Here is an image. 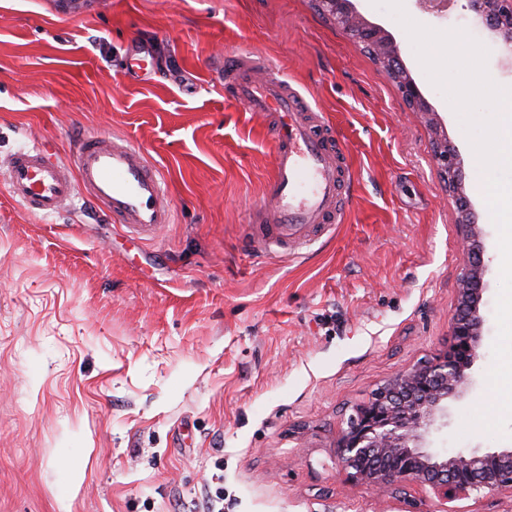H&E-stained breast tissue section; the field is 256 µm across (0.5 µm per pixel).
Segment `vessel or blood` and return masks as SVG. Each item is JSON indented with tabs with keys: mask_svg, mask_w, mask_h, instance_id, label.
<instances>
[{
	"mask_svg": "<svg viewBox=\"0 0 512 512\" xmlns=\"http://www.w3.org/2000/svg\"><path fill=\"white\" fill-rule=\"evenodd\" d=\"M218 76L231 98L270 120L274 171L260 206L261 246L285 248L342 223L350 171L300 92L268 66L241 59L225 60ZM6 178L12 199L44 217L81 195L144 240L174 221L160 170L124 137L85 135L67 163L50 160L39 146L19 147L7 161Z\"/></svg>",
	"mask_w": 512,
	"mask_h": 512,
	"instance_id": "1",
	"label": "vessel or blood"
}]
</instances>
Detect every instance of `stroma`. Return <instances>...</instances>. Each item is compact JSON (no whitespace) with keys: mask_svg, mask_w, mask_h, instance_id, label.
Instances as JSON below:
<instances>
[{"mask_svg":"<svg viewBox=\"0 0 512 512\" xmlns=\"http://www.w3.org/2000/svg\"><path fill=\"white\" fill-rule=\"evenodd\" d=\"M0 0V512H199L224 475V512H407L429 493L350 481L347 416L378 385L448 349L461 252L457 206L426 126L313 0ZM398 42L448 134L484 244L486 326L475 384L429 444L512 448L466 413L491 404L498 230L485 174L397 20L353 0ZM416 22L465 30L494 82L512 58L459 0ZM144 38L154 74L127 68ZM262 58L332 132L349 209L297 254L264 256L256 214L272 175L268 122L228 98L219 55ZM120 135L161 170L175 213L140 240L100 210L54 218L9 193L5 161L37 142L67 160L85 134Z\"/></svg>","mask_w":512,"mask_h":512,"instance_id":"stroma-1","label":"stroma"}]
</instances>
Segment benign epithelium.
Returning a JSON list of instances; mask_svg holds the SVG:
<instances>
[{"label": "benign epithelium", "mask_w": 512, "mask_h": 512, "mask_svg": "<svg viewBox=\"0 0 512 512\" xmlns=\"http://www.w3.org/2000/svg\"><path fill=\"white\" fill-rule=\"evenodd\" d=\"M336 24L362 28L379 52V65L396 78L407 109L432 130L430 150L448 192L457 201V235L462 251L457 306L448 319L450 342L441 356L412 365L379 385L357 406L341 430L338 448L347 477L383 491L417 486L433 494L437 509L472 494L512 491V448L468 453L428 445L433 431L448 424V399L464 393L479 357L484 326V250L460 177V160L440 134L437 113L401 61L391 33L370 23L352 0H324ZM477 25L488 30L512 55V33L503 22L512 17V0H466Z\"/></svg>", "instance_id": "7a95c632"}]
</instances>
